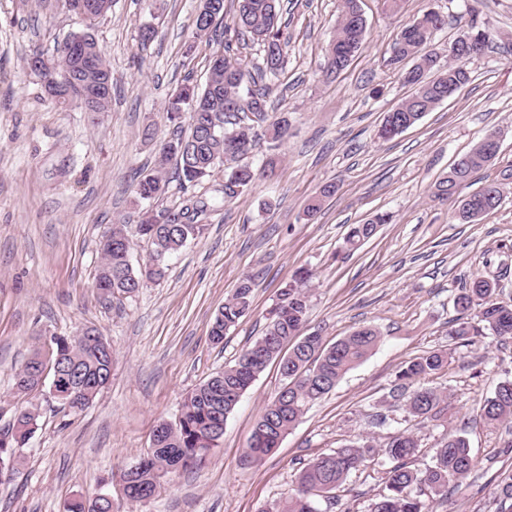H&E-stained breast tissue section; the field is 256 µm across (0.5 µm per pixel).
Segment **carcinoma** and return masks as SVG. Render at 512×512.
<instances>
[{"label":"carcinoma","instance_id":"obj_1","mask_svg":"<svg viewBox=\"0 0 512 512\" xmlns=\"http://www.w3.org/2000/svg\"><path fill=\"white\" fill-rule=\"evenodd\" d=\"M224 10L225 7H220L203 27L199 20H194L191 41L211 42L224 23ZM82 20L84 28L70 33L47 58L49 70L32 67L30 71L51 102L65 105L77 100L86 112H108L112 107V94L102 92L99 79L111 77V72L97 40L87 43L89 55L95 62L94 74L86 72L84 61L70 46L77 35L93 33L99 14L89 10ZM444 24L445 19L439 13L429 11L403 26L397 35L387 65L400 69L401 64L412 62L410 68L401 69L402 80L411 88V93L385 113L378 129L380 138L391 140L415 125L448 99V86L459 91L470 82L466 68V62L474 58L470 53V36H478L485 48L492 39L491 32L471 24L453 41L455 53L448 57V66L442 67L428 45ZM232 30L231 35L223 31V50L211 59L204 86L186 78L170 95L166 112L172 131L159 142L157 165L148 172L134 174L128 183L136 199L149 201L166 192L169 184L166 165L173 161L180 190L220 177L222 183L218 192L223 202H233L264 175L263 170L252 168L244 159L260 141L276 143L288 136V118L269 111L263 88L265 81L279 78L285 68L288 40L279 23L278 0H237ZM365 31L366 22L360 16L357 0H343L336 35L326 50L328 74L339 73L350 64ZM251 42L262 52L259 61L243 53ZM65 75L70 77L72 93L58 98L51 95L54 80ZM498 152L499 147L480 141L458 157L450 165L448 174L435 184L434 197L452 206L453 219L475 223L501 206L504 188L496 180H487L478 190L463 193ZM334 192V185L324 186L309 200L307 215L317 214L325 199ZM210 210L211 204L205 195L184 196L171 207L142 212L137 234L151 244V255L166 259L188 241L203 235L204 220ZM391 220L392 215L382 213L362 224L351 225L345 238L348 249H359L376 234L380 225ZM99 250L101 261L95 288L114 299L136 294L147 278L141 269L129 263L131 240L124 225H112V241L101 238ZM311 278L310 271H299L293 281L281 289L277 313L269 318L263 334L241 353L234 365L213 373L187 394L167 443L153 452V463L148 469L131 477L143 491L136 501L152 499L161 488V479L176 471V461L199 452L203 447L201 436L213 426L217 412L225 416L231 414L256 378L279 356L288 358V377L283 379V385L288 387L287 396L275 395L257 416L256 423H268L270 427L263 439L253 434L249 436L244 459L250 464L274 453L279 448L278 439L287 435L315 402L331 392L348 371L376 348L380 334L371 326L357 327L332 344L324 343L320 337L308 339L299 334L300 326L308 319ZM254 286L253 278H245L218 309L210 328L213 343H222L227 331L247 313ZM455 306L460 315L449 331L453 338L470 341L475 328L467 321V313L474 308L478 311L479 322L490 335L500 341L512 339V300L498 298L490 281L474 280L470 287L462 289ZM51 348L49 360L53 364L58 363L85 377L100 376L105 380L110 375L112 359L107 353L89 346L79 335L56 336ZM449 359L445 351H427L408 361L396 374L394 391L409 390L404 400L406 410L422 422L439 420L448 410V395L422 386L421 381L447 368ZM14 386L21 394L38 391V380L30 377L29 365L22 366L15 374ZM38 417L36 411L26 409L18 418L22 425L18 433L10 438L0 436V467L17 469L20 449L38 428ZM479 419L486 425L512 420V380L501 382L493 396L483 400ZM419 454L418 439L405 432L379 446L366 439L360 445H344L321 453L304 464L297 475L294 492L276 503L271 512H319L318 502L324 494L339 488L350 474L381 456L389 458L392 466L380 472L383 488L370 512H428L421 495L439 502L448 497V487L460 485L477 467L467 438L453 432L435 448L431 464L423 468L416 466ZM497 498L498 512H512V473L501 477ZM110 510L108 502L102 500L97 504L89 495L79 496L68 505V512Z\"/></svg>","mask_w":512,"mask_h":512}]
</instances>
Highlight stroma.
<instances>
[{"label": "stroma", "mask_w": 512, "mask_h": 512, "mask_svg": "<svg viewBox=\"0 0 512 512\" xmlns=\"http://www.w3.org/2000/svg\"><path fill=\"white\" fill-rule=\"evenodd\" d=\"M279 4L289 46L270 99L290 128L285 141L261 142L248 158L255 168L273 163V175L212 212L204 234L169 258L165 279L118 303L94 286L99 240L125 223L133 263L147 259L151 246L136 236L140 205L127 189L130 176L157 159L155 140L142 131L149 125L157 138L169 134L170 94L187 76L204 84L219 46L185 50L197 0H112L94 31L112 72V107L93 116L48 101L26 68L33 47L52 54L81 20L47 12L40 0H0V427L29 405L40 413L16 474L0 484V512H66L70 500L101 488L112 493V512H267L317 454L364 437L381 444L404 431L419 438L421 462L451 431L468 437L479 461L436 512H497L512 448L502 445L504 426L483 424L478 411L512 380V340L483 335L460 344L449 330L454 299L474 278L494 281L499 298H512V0H402L395 12L383 0H358L366 37L350 66L331 77L324 52L340 0ZM430 9L446 20L429 45L440 63L470 19L492 31V43L468 61L471 83L402 134L380 139L384 113L410 92L386 65L394 40ZM143 24L158 29L146 46L138 40ZM492 130L499 154L480 177L503 181L504 200L480 221L458 223L433 186ZM330 183L334 195L307 217L308 199ZM379 212L392 213V223L347 250L350 225ZM302 268L314 273L308 331L332 343L371 325L381 334L376 349L260 464H245L243 454L255 418L281 387L274 364L225 420L202 463L171 476L150 502L122 496L119 476L148 450L155 426L175 420L189 391L262 335L281 289ZM248 275L256 282L249 312L212 344L215 313ZM87 327L112 344V379L88 407L64 409L45 389L15 392V373L46 334ZM437 349L453 353L432 381L448 393L451 410L420 424L391 389L406 361ZM379 491L370 466L319 508L369 512Z\"/></svg>", "instance_id": "1"}]
</instances>
